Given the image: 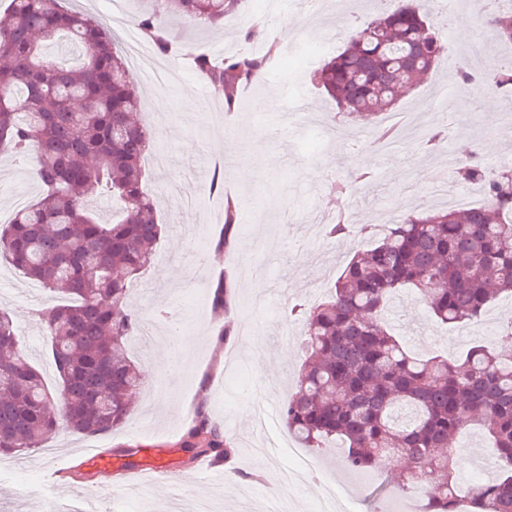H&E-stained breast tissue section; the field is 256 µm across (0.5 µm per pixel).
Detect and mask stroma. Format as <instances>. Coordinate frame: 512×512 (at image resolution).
Here are the masks:
<instances>
[{
    "label": "stroma",
    "instance_id": "35a3bbf8",
    "mask_svg": "<svg viewBox=\"0 0 512 512\" xmlns=\"http://www.w3.org/2000/svg\"><path fill=\"white\" fill-rule=\"evenodd\" d=\"M68 5L107 27L116 10L129 20L155 15L178 42L207 55L219 43L239 51L245 31L255 24L266 28L278 49L310 32V19L298 0H288L273 18L260 14L259 0H243L222 24L213 26L188 24L161 0H68ZM383 8L382 0H359L351 11L330 19L333 51L342 50L350 31ZM473 14L472 8H463L450 20L438 9L430 11L439 30L466 27L467 38L449 36V55L455 60L453 69L476 74L481 67L472 50L483 45L486 28ZM161 61L174 71L169 81H149L141 72L135 78L143 102L141 122L151 137L150 156L144 161L145 188L157 200L160 218L169 229L158 241L150 267L133 282L129 304L143 319L165 310L171 332L188 335L189 340L157 346L145 343L140 334L129 336L127 352L139 366L144 384L125 426L90 438L62 427L51 440L65 452L83 450L90 443L124 460L138 458L146 443L178 447L186 493L209 500L215 512H241L244 498L263 500L272 488L281 490L288 512H315L324 482L334 486L355 512H383L395 501L393 489L401 470L385 462L372 480H363L341 465L335 449L316 451L291 438L278 410L294 391L304 360L303 324L291 317V308L322 301L343 264L364 245L357 236L327 239L321 229L311 228L309 218H326L341 207L357 227L389 224L412 210L440 208L431 187L444 171L443 155L450 151L460 155L472 149L488 168H512V121L499 119L500 110L512 104V94L463 97L457 134L444 138L437 148H428L426 135H415L406 126L393 130L389 145L383 147L375 140L372 124L336 118L335 104L319 92L309 69L287 71L279 80L243 89L240 107L230 111L223 94L198 76L189 59L165 55ZM298 104L309 109L321 130L319 138H295L277 121L278 110L289 111ZM229 126L234 136H225ZM218 162L227 173L226 194L253 203L252 209L240 213L233 242L220 253L212 242L224 228V204L210 194L207 184ZM34 167L31 159L0 156V224L40 197ZM352 167L364 169L370 177L338 196L336 189ZM219 275L229 276L233 284L232 301L221 315L211 307L208 288ZM33 287L31 280L0 261V306L10 310L22 348L51 382L52 358L37 317L44 304L34 297ZM509 314L512 300L504 298L491 305L481 321L446 327L430 317L418 291L404 289L388 306L385 319L412 353L457 357L478 342L480 328H487L490 342H498L499 319ZM224 323L245 327L247 333L240 340L224 341L216 333ZM285 334L290 337L286 345L281 342ZM160 349L176 361L173 374L154 371ZM270 398L276 409L257 422L255 406ZM199 408L212 422L228 418L234 423L229 439L234 454L223 468L251 474L235 496H227L224 483L192 475L193 465L182 445ZM44 458L40 449L0 458V512H41L49 499L65 507L87 498L101 502L106 512H170L167 490L147 483L139 496H128V479L122 474L105 479L81 471L73 488H58L41 466ZM302 458L314 460L316 470L284 485V474ZM453 460L463 488L498 474L486 438L475 426L458 436Z\"/></svg>",
    "mask_w": 512,
    "mask_h": 512
}]
</instances>
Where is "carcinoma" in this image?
Segmentation results:
<instances>
[{
    "mask_svg": "<svg viewBox=\"0 0 512 512\" xmlns=\"http://www.w3.org/2000/svg\"><path fill=\"white\" fill-rule=\"evenodd\" d=\"M241 0H172L189 22L218 24ZM428 0H398L353 30L346 47L326 59L313 80L341 117L375 121L428 77L449 51L429 21ZM484 24L512 43V7L489 0ZM162 54L182 47L156 18L136 20ZM81 47L69 64L44 48ZM269 56H194L198 74L225 92L230 110L239 90L261 81ZM461 85L512 91V66L454 76ZM134 75L105 27L64 0H10L0 20V155L34 153L43 193L0 224V258L63 299L38 313L57 373L50 389L19 343L12 316L0 309V457L42 448L60 423L96 436L126 422L143 379L126 350L141 320L127 305L129 284L151 264L164 230L144 188L147 129ZM455 178L480 185L483 201L465 209L412 211L360 233L366 245L337 277L326 301L303 311L305 359L296 391L281 409L288 434L306 448L338 441L353 472L377 470L388 453L408 463L402 494L420 488L426 512H461L462 493L450 458L457 435L480 426L500 474L469 486L467 512H512V321L495 346L479 342L454 360L413 356L383 321L403 288L424 296L431 316L457 327L480 319L499 298H512V169L491 171L468 152ZM105 192L118 205L105 222L88 205ZM238 213L224 207L230 245ZM330 237L349 233L343 211L324 225ZM211 305L222 313L232 285L219 276ZM107 296L112 304L103 306ZM185 447L222 463L231 453L217 427L196 417Z\"/></svg>",
    "mask_w": 512,
    "mask_h": 512,
    "instance_id": "cac0c4a2",
    "label": "carcinoma"
}]
</instances>
